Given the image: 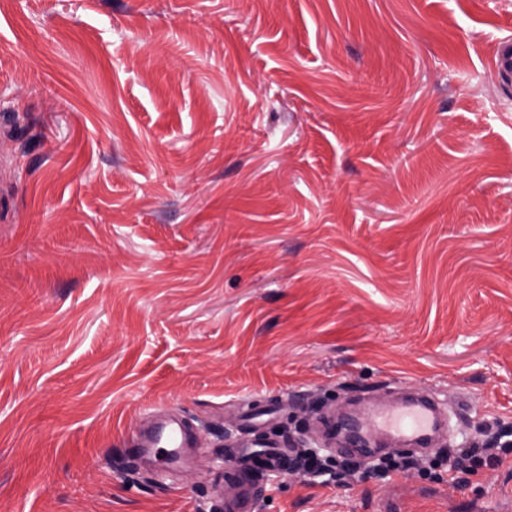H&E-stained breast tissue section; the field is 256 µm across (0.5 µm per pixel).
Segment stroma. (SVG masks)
Listing matches in <instances>:
<instances>
[{"label":"stroma","instance_id":"stroma-1","mask_svg":"<svg viewBox=\"0 0 512 512\" xmlns=\"http://www.w3.org/2000/svg\"><path fill=\"white\" fill-rule=\"evenodd\" d=\"M512 0H0V512H224L338 407L512 431ZM190 459L135 456L154 411ZM258 512H512L415 470ZM226 473L227 480L237 483L240 487L239 496L231 501L224 502L226 512H254V501L249 478L239 471V467H231Z\"/></svg>","mask_w":512,"mask_h":512}]
</instances>
